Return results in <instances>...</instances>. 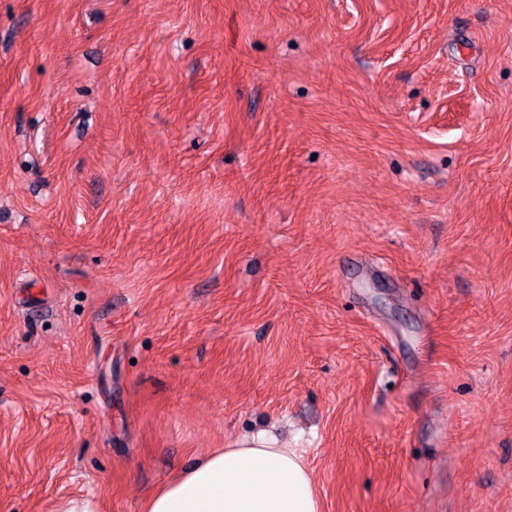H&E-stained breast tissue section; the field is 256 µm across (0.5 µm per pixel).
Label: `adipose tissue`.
<instances>
[{
    "instance_id": "adipose-tissue-1",
    "label": "adipose tissue",
    "mask_w": 512,
    "mask_h": 512,
    "mask_svg": "<svg viewBox=\"0 0 512 512\" xmlns=\"http://www.w3.org/2000/svg\"><path fill=\"white\" fill-rule=\"evenodd\" d=\"M145 512H321V503L303 454L259 433L197 458Z\"/></svg>"
}]
</instances>
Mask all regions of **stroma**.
<instances>
[{"mask_svg": "<svg viewBox=\"0 0 512 512\" xmlns=\"http://www.w3.org/2000/svg\"><path fill=\"white\" fill-rule=\"evenodd\" d=\"M261 430L512 512V0H0V512Z\"/></svg>", "mask_w": 512, "mask_h": 512, "instance_id": "35a3bbf8", "label": "stroma"}]
</instances>
